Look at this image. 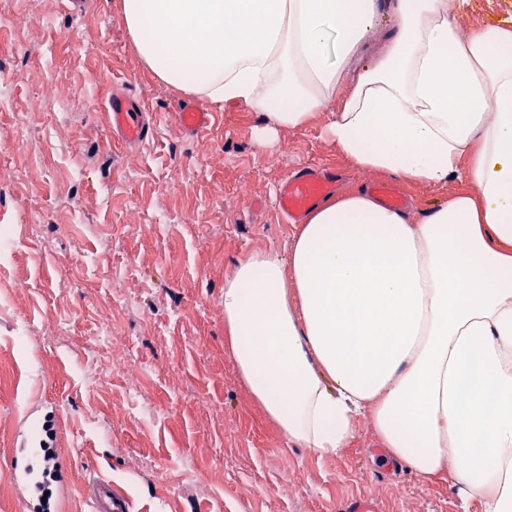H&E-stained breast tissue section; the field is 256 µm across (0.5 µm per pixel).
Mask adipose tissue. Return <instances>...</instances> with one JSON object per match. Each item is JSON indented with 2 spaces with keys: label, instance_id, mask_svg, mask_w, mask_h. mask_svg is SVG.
Segmentation results:
<instances>
[{
  "label": "adipose tissue",
  "instance_id": "adipose-tissue-1",
  "mask_svg": "<svg viewBox=\"0 0 512 512\" xmlns=\"http://www.w3.org/2000/svg\"><path fill=\"white\" fill-rule=\"evenodd\" d=\"M458 0H121L163 83L260 115L269 139L333 100L362 170L467 187L420 218L362 189L305 214L287 258L224 280L239 379L288 441L333 454L357 418L462 506L512 512V25L460 32ZM390 29L369 64L359 51Z\"/></svg>",
  "mask_w": 512,
  "mask_h": 512
}]
</instances>
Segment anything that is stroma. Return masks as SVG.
I'll return each mask as SVG.
<instances>
[{
  "mask_svg": "<svg viewBox=\"0 0 512 512\" xmlns=\"http://www.w3.org/2000/svg\"><path fill=\"white\" fill-rule=\"evenodd\" d=\"M512 20V0H465L467 30ZM0 512L19 430L37 435L35 410L59 423L62 512H91L84 485L112 480L130 512H336L358 496L379 512H464L450 474L419 477L390 465L371 422L322 455L289 443L252 401L224 346V279L253 252L286 255L294 227L276 215L277 185L311 167L343 191L379 177L356 168L324 133L329 112L272 141L256 112L214 106L193 137L172 107L185 100L141 63L119 0H16L0 16ZM130 89L157 113L152 138L122 145L100 114ZM61 105L45 116L41 100ZM422 215L460 189L390 178ZM112 312L118 344L101 342ZM128 375L103 367L113 348Z\"/></svg>",
  "mask_w": 512,
  "mask_h": 512,
  "instance_id": "1",
  "label": "stroma"
}]
</instances>
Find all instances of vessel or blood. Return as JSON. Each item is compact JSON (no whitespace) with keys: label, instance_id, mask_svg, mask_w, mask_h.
Wrapping results in <instances>:
<instances>
[{"label":"vessel or blood","instance_id":"obj_1","mask_svg":"<svg viewBox=\"0 0 512 512\" xmlns=\"http://www.w3.org/2000/svg\"><path fill=\"white\" fill-rule=\"evenodd\" d=\"M105 115L112 133L127 144H139L153 136L155 120L150 119L140 100L130 92L114 93ZM174 116L184 134L204 131L213 114L192 106L177 105ZM335 175L313 168H302L287 175L276 193V208L283 217L298 218L335 190ZM39 458L30 438H23L13 450L12 471L16 485H28L32 467ZM92 512H128L125 500L112 489L111 481L98 479L86 487Z\"/></svg>","mask_w":512,"mask_h":512}]
</instances>
